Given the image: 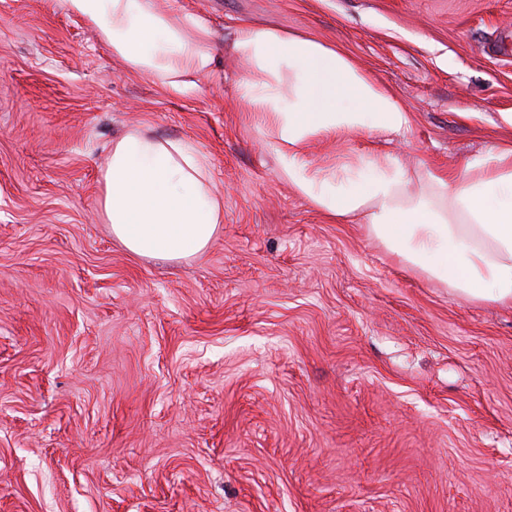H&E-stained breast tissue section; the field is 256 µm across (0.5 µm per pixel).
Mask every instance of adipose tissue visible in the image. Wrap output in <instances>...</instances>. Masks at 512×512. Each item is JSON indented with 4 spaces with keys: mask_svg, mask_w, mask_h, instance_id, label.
Segmentation results:
<instances>
[{
    "mask_svg": "<svg viewBox=\"0 0 512 512\" xmlns=\"http://www.w3.org/2000/svg\"><path fill=\"white\" fill-rule=\"evenodd\" d=\"M128 72L184 92L214 65L201 21L161 14L152 0H67ZM232 51L249 64L238 98L272 136L279 172L327 217L369 225L408 268L475 301L512 305V142L468 162L457 176L435 169L409 177L390 156L342 155L316 168L318 138L409 131L410 112L380 81L335 47L269 26L239 28ZM205 153L132 128L112 142L101 174V216L131 255L179 262L205 253L224 222Z\"/></svg>",
    "mask_w": 512,
    "mask_h": 512,
    "instance_id": "adipose-tissue-1",
    "label": "adipose tissue"
}]
</instances>
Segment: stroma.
<instances>
[{"label":"stroma","mask_w":512,"mask_h":512,"mask_svg":"<svg viewBox=\"0 0 512 512\" xmlns=\"http://www.w3.org/2000/svg\"><path fill=\"white\" fill-rule=\"evenodd\" d=\"M204 21L188 92L125 71L66 0H0V512H512V308L405 267L279 174L237 29L340 49L413 115L319 140L463 173L512 126V0H154ZM137 126L210 161L203 255L129 254L99 214Z\"/></svg>","instance_id":"35a3bbf8"}]
</instances>
